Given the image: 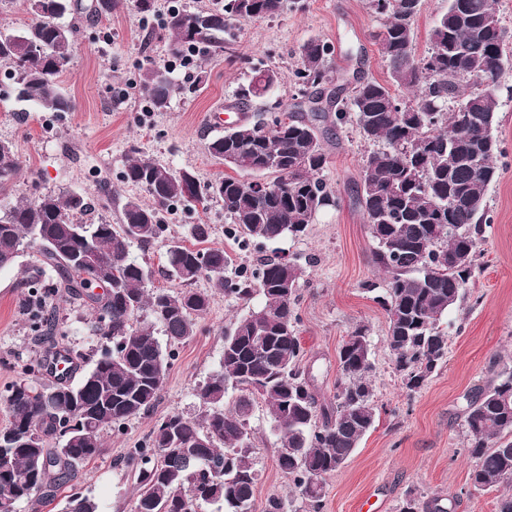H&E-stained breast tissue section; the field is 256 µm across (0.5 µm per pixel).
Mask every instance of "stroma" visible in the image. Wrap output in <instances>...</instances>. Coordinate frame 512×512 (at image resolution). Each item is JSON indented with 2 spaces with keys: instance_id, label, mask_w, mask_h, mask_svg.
I'll return each mask as SVG.
<instances>
[{
  "instance_id": "35a3bbf8",
  "label": "stroma",
  "mask_w": 512,
  "mask_h": 512,
  "mask_svg": "<svg viewBox=\"0 0 512 512\" xmlns=\"http://www.w3.org/2000/svg\"><path fill=\"white\" fill-rule=\"evenodd\" d=\"M169 5L170 0H156V14L147 28L129 0H119L98 25L72 17L76 48L59 85L76 109L63 116L22 109L12 80L0 66V140L13 144L20 162L14 182L0 194V207L47 191L78 192L94 199L110 197L108 207L97 208L95 215L117 222L127 199L148 198L141 188L120 180L135 149L170 167L194 169L204 181L225 174L224 164L209 154L208 142L220 127L238 122L232 107L236 90L248 82L254 65L264 64L281 75L273 99L281 102L282 112H292L299 49L312 38L331 47L334 73L349 76L357 71L381 82L388 78L377 39L383 19L368 9L367 0H298L277 19L241 23L225 39L223 53L209 56L192 74L171 71L174 82L190 80L199 90L190 99L174 98L167 111L151 112L140 79L145 68L168 62L162 17ZM499 101L496 135L502 154L496 162L498 178L486 195L492 222L480 268L465 301L448 316L446 362L418 391L403 387L385 342L386 315L365 288L382 276L372 262L374 243L364 215L354 201L369 146L352 126L340 128L325 144L328 162L320 177L338 204L320 213L302 239L242 248L227 233L224 209L214 201L204 213L173 209L164 240L131 249L132 259L153 268L151 287L176 292L180 283L161 272L166 250L172 242L196 247L190 228L200 222L210 227L208 246L224 249L231 268L255 266L276 256L298 259L306 270L296 306L305 363L315 393L325 401L333 395L339 346L354 327H367L379 416L347 464L327 478L321 512H367L371 506L399 512L411 492L451 501V512H495L498 490H464L471 463L462 451L463 410L467 394L482 383L492 363L512 366V67L501 78ZM38 265V250L31 247L15 269L0 273V395L27 366L31 379L50 380L37 368L45 347L25 313L27 280ZM260 302L257 295L245 304L215 294L207 313L196 320L195 336L176 346L155 408L133 418L122 431H105L102 455L77 477L98 501L100 512H132L135 478L124 463L128 450L140 447L165 415L202 418L205 407L196 389L220 368L224 332ZM49 305L64 333L61 346L82 353L85 361L95 360L104 341L91 333L94 313L58 296ZM250 427L256 444L257 502L279 496L290 500L293 512H305V504L293 496L276 466V436L263 403H255Z\"/></svg>"
}]
</instances>
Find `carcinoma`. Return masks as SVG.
<instances>
[{"instance_id":"carcinoma-1","label":"carcinoma","mask_w":512,"mask_h":512,"mask_svg":"<svg viewBox=\"0 0 512 512\" xmlns=\"http://www.w3.org/2000/svg\"><path fill=\"white\" fill-rule=\"evenodd\" d=\"M421 0H367L385 18L378 40L390 81L360 78L339 86L330 112L298 110L281 122L276 111L249 123L240 121L208 143L210 155L235 175L201 180L195 171L173 169L146 154L130 157L121 181L141 187L152 199L136 198L122 208L120 223L84 216L96 209L83 194L43 193L0 211V270L15 265L25 248L40 247L26 311L32 331L53 335L55 321L46 300L57 295L96 314L94 335L112 343L94 367L67 390L54 393L25 376L8 389L5 405L10 436L8 462L0 466V512H17L22 503L45 504L64 495L63 512H99L86 494L73 493L82 466L103 453V434L118 431L158 401L174 353L163 354L161 329L169 344L195 336L196 318L214 294L190 285L209 278L215 290L247 303L263 297L260 309L237 319L224 332L221 368L197 391L206 407L201 421L179 413L155 423L145 443L127 453L137 493L133 512H196L202 503L224 512H288L273 496L257 507L256 445L249 420L256 400L267 407L277 433L275 461L309 512H320L326 479L355 453L377 418L368 329L357 326L341 344L334 403H319L301 367L304 349L296 312L303 269L284 258H268L224 276L230 258L221 248L168 246L165 274L185 285L173 292L147 288L151 267L130 258L133 244L165 238L163 213L174 205L192 211L222 203L229 234L242 246L300 238L333 196L318 177L327 163L328 135L351 125L366 143L381 147L362 158L356 202L375 243L372 261L385 278L371 283L374 300L386 315V343L396 372L410 392L446 361L448 326L444 319L464 299L480 268L481 244L490 223L486 192L497 177L500 144L497 87L512 49L505 41L494 0H448L434 23L430 51L417 67L414 24L401 6L419 11ZM295 0H210L206 8L167 10L168 54L185 59L224 50V35L242 20L260 21L287 12ZM118 0H30L35 15L18 33L0 31V66L10 69L16 99L42 112H72L75 102L59 87L72 60L76 29L62 19L84 14L107 17ZM329 45L317 38L300 49L299 97L315 99L331 82ZM490 71L493 83L476 79ZM272 68L253 70L237 93L246 107L279 83ZM149 107L166 110L176 96L188 98L198 85H180L166 66L143 75ZM416 88L404 98L398 90ZM18 169L14 146L0 141V191ZM273 176L261 191L243 176ZM90 242L99 257L83 268L74 252ZM55 277L40 281L45 269ZM491 376L466 396L463 451L472 461L468 485L475 490L512 486V369L492 367ZM239 395L224 406L228 389ZM66 418L72 432L54 447L56 423ZM400 512H449L441 499L407 496Z\"/></svg>"}]
</instances>
